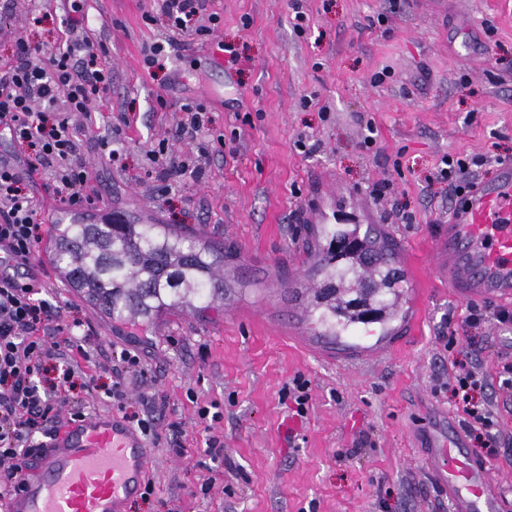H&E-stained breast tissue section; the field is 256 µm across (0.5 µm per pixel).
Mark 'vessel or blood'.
<instances>
[{
	"mask_svg": "<svg viewBox=\"0 0 512 512\" xmlns=\"http://www.w3.org/2000/svg\"><path fill=\"white\" fill-rule=\"evenodd\" d=\"M437 260L455 296L471 301L512 302V161L499 163L493 179L461 193L437 243ZM405 341L382 329L363 336L347 326L319 336L340 362L382 356ZM426 475L448 500L450 512H507L512 507L474 460L456 423H426ZM150 461L143 436L123 419L96 414L66 422L38 455L8 512H125L141 493Z\"/></svg>",
	"mask_w": 512,
	"mask_h": 512,
	"instance_id": "1",
	"label": "vessel or blood"
}]
</instances>
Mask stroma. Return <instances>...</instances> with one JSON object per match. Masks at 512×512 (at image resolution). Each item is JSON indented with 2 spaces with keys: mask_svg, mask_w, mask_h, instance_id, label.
<instances>
[{
  "mask_svg": "<svg viewBox=\"0 0 512 512\" xmlns=\"http://www.w3.org/2000/svg\"><path fill=\"white\" fill-rule=\"evenodd\" d=\"M148 5L84 2L112 71L94 125L72 118L95 192L84 213L172 224L223 248L224 307L169 310L133 325L93 308L56 271L46 279L74 336L90 332L108 355L139 352L146 380L130 386L127 413L162 432L180 425L186 456L148 445L154 493L131 499L127 512L177 504L186 512H302L312 502L317 512H448L413 432L419 415H457L449 383L468 352L460 330L466 304L433 266L437 231L454 202L434 174L447 154L473 161L479 179L512 160V0H303L309 21L301 33L290 0H203L219 28L159 69L144 67L142 51L162 40L167 24L146 21ZM34 6L0 0L13 16L0 27V56L19 32L52 45L65 40L60 0L39 23ZM224 42L237 47L239 62L229 63ZM378 72L383 82H373ZM192 101L206 105L213 131L233 147L200 133L208 146L202 178L171 188L145 151L165 139L171 161L185 160L190 148L172 133ZM116 128L120 154L111 161L99 142ZM370 134L376 142L368 147ZM301 139L317 150L304 154ZM383 181L389 189L375 196ZM324 224L381 244L404 241L408 267L396 278L402 312L416 328L402 351L336 366L291 339L312 331L288 291L303 279L298 256L327 247ZM477 355L501 430L488 463L512 499V387L497 374L500 361L512 360V328L486 325ZM297 376L310 380L312 400L291 443L281 391ZM198 402L218 403L222 414L213 433L224 449L211 466L224 478L206 496L196 463L206 458L209 432Z\"/></svg>",
  "mask_w": 512,
  "mask_h": 512,
  "instance_id": "obj_1",
  "label": "stroma"
}]
</instances>
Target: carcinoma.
<instances>
[{
	"label": "carcinoma",
	"mask_w": 512,
	"mask_h": 512,
	"mask_svg": "<svg viewBox=\"0 0 512 512\" xmlns=\"http://www.w3.org/2000/svg\"><path fill=\"white\" fill-rule=\"evenodd\" d=\"M61 277L108 317L147 323L173 308L203 311L224 299V251L193 239L168 224H90L82 218L58 225L53 243ZM322 276L313 310L320 322L345 315L361 320L351 302L336 296V254L322 252ZM375 281L396 293L388 266L379 265Z\"/></svg>",
	"instance_id": "obj_1"
}]
</instances>
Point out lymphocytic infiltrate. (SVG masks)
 Masks as SVG:
<instances>
[{
	"label": "lymphocytic infiltrate",
	"instance_id": "1",
	"mask_svg": "<svg viewBox=\"0 0 512 512\" xmlns=\"http://www.w3.org/2000/svg\"><path fill=\"white\" fill-rule=\"evenodd\" d=\"M154 8L168 19L171 33L145 51L143 62L150 68L167 52L186 50L189 39L210 36L220 21L215 13L201 19L202 0H155ZM68 32L65 47L58 49L16 37L13 56L0 59V136L25 149L20 163L0 160V248L22 269L19 277L0 278V501L22 483V462L38 450L35 436H52L63 417L84 418L80 409L62 415L68 393L98 389L96 378L78 365L94 357L95 349L72 343L59 307L42 297L46 283L33 256L49 234L48 220L23 190L42 184L69 207L94 198L71 117L91 118L95 100L112 85V73L102 65V43L75 25ZM487 387L478 366L463 364L454 374L452 393L468 434L492 452L500 430Z\"/></svg>",
	"mask_w": 512,
	"mask_h": 512
}]
</instances>
